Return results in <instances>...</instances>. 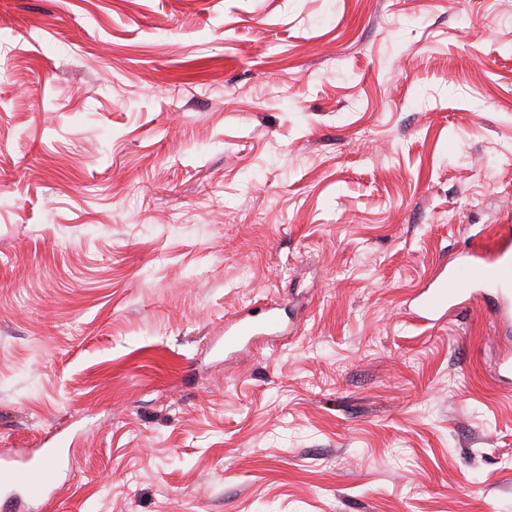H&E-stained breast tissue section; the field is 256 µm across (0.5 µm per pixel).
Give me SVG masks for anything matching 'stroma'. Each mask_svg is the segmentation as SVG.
<instances>
[{
  "label": "stroma",
  "mask_w": 512,
  "mask_h": 512,
  "mask_svg": "<svg viewBox=\"0 0 512 512\" xmlns=\"http://www.w3.org/2000/svg\"><path fill=\"white\" fill-rule=\"evenodd\" d=\"M0 449L48 512H512L477 300L512 0H0ZM277 332L228 349L230 319ZM497 247L493 252L471 253L466 265L448 264L447 277L436 287L427 288L418 297L414 312L419 321L438 325L463 308L471 298L480 297L489 305L501 326L510 333L512 328V226L501 224L496 231ZM465 284L468 288H459ZM58 448L43 449L34 464L24 473L10 467H0V510L2 512H19L22 505L33 498L44 500L42 508H46L56 497L57 489L55 459ZM39 475L37 481L29 478V472Z\"/></svg>",
  "instance_id": "stroma-1"
}]
</instances>
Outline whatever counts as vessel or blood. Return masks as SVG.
<instances>
[{"instance_id":"b4317fda","label":"vessel or blood","mask_w":512,"mask_h":512,"mask_svg":"<svg viewBox=\"0 0 512 512\" xmlns=\"http://www.w3.org/2000/svg\"><path fill=\"white\" fill-rule=\"evenodd\" d=\"M497 247L493 252H473L463 266L450 265L448 274L436 287L424 290L415 312L416 318L437 325L463 308L472 298H481L489 305L504 329L512 328V226L499 225ZM14 458L30 464V472L0 467V512H20L22 505L34 498L52 502L55 488L56 449L40 453L17 450Z\"/></svg>"}]
</instances>
